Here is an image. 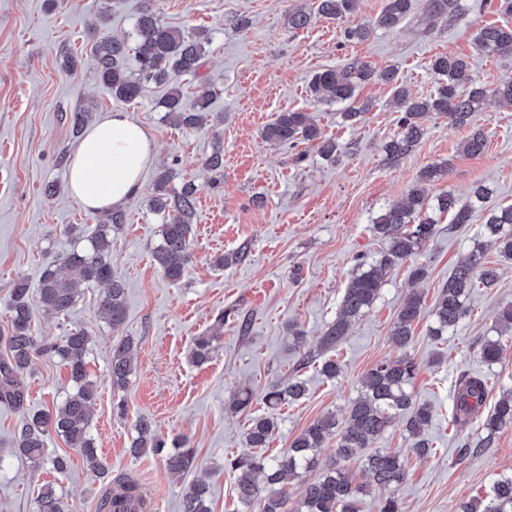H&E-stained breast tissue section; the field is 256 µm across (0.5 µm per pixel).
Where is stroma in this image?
<instances>
[{
  "mask_svg": "<svg viewBox=\"0 0 512 512\" xmlns=\"http://www.w3.org/2000/svg\"><path fill=\"white\" fill-rule=\"evenodd\" d=\"M147 4L162 23L186 35L206 32L204 66L198 78L182 81L183 102L192 106L200 86L210 87L211 109L224 117L220 129L170 124L161 106L165 85L147 84L141 98L127 102L98 81L89 31L126 35ZM299 4L314 16L308 28L292 30L288 13ZM316 5V0H0V330L9 321L11 282L23 278L38 286L44 267L75 245L68 225L87 233L94 228L89 211L69 193L68 164L77 145L71 112L88 107L96 119L125 112L156 144L141 190L122 205L127 222L112 234V269L126 288L124 324L114 328L99 317L95 286L68 316L38 305L32 310L37 335L57 339L80 326L92 337L88 370L100 394L92 434L109 475L96 478L81 455L55 436L48 448L69 456L66 472L47 465L35 469L13 456L22 415L0 404V512H33L47 484L78 512H97L100 490L124 476L158 500L160 512H181L183 489L196 479L208 485L212 512H243L226 462L251 453L246 433L252 418L273 415L277 427L265 453L276 455L317 418L343 414L363 375L398 354L390 331L409 293L405 265L387 272L379 299L336 347L321 345L356 257L375 259L383 249L372 230L382 208L402 200L421 170L442 163L448 171L428 186L429 196L448 190L465 199L482 184L492 190L489 205L512 204V106L489 100L477 112L488 135L481 156L463 155L467 129L433 114L415 151L393 163L384 145L398 133L400 114L388 87L370 82L357 90L358 100H370L373 108L354 127L344 123L339 104L317 101L309 89L316 72L358 60L394 68L413 94L424 96L435 82L429 59L446 53L468 56L477 81L496 85L512 74V61L480 56L473 39L481 25H512V14L500 12L498 0H462V11L449 21L433 16L429 0H417L399 29L350 43L341 25L316 15ZM242 17L248 20L243 28L237 25ZM69 59L75 72L65 66ZM296 109L316 115L324 135L339 145L338 160L323 159L308 142L289 147L262 139L263 127L277 113ZM216 150L224 154V176L215 186L203 160ZM164 171L171 189L188 181L200 188L191 263L177 282L152 258L162 218L150 210L149 199ZM48 182L57 186L51 197L43 193ZM437 228L418 257L428 267L419 285L425 306L433 305L439 287L475 243H482L500 278L493 287L474 290L468 315L447 341L432 342L427 321L413 328L410 353L420 366L414 391L433 408L426 431L432 451L412 453L398 423L376 442L407 458L404 482L391 489L406 512H457L461 501L487 497L497 479L512 475V428L499 430L490 447L463 456L461 441L477 440L482 421L474 419L463 431L452 422L459 370L488 379L490 406L502 389L512 387V335L503 339L506 351L499 363L486 364L479 352L493 335L501 308L512 303V263L486 241L480 220L454 224L441 214ZM242 249L247 257L234 260ZM222 255L230 262L220 267L215 260ZM292 328L304 334L301 348L291 344ZM119 336L134 339L135 370L121 390L113 388L109 373L112 342ZM199 336L214 339L210 360L200 366L189 358ZM327 358L341 362L340 376L321 374ZM290 377L306 383V397L268 411L261 394ZM24 382L30 410L53 409L71 389L67 369L43 354L33 358ZM243 390L254 395L250 409L230 410V396ZM142 416L164 439L188 437L196 453L193 470L176 476L159 456L131 455L133 426Z\"/></svg>",
  "mask_w": 512,
  "mask_h": 512,
  "instance_id": "stroma-1",
  "label": "stroma"
}]
</instances>
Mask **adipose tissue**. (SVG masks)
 Here are the masks:
<instances>
[{
  "label": "adipose tissue",
  "instance_id": "obj_1",
  "mask_svg": "<svg viewBox=\"0 0 512 512\" xmlns=\"http://www.w3.org/2000/svg\"><path fill=\"white\" fill-rule=\"evenodd\" d=\"M153 156L152 139L127 113L113 112L96 120L72 155V199L90 211L120 206L139 189L142 172Z\"/></svg>",
  "mask_w": 512,
  "mask_h": 512
}]
</instances>
